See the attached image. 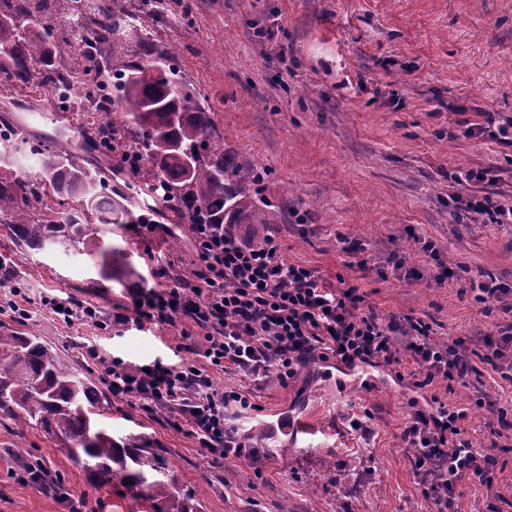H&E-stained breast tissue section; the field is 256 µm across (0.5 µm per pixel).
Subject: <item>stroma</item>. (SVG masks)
<instances>
[{
	"label": "stroma",
	"instance_id": "1",
	"mask_svg": "<svg viewBox=\"0 0 512 512\" xmlns=\"http://www.w3.org/2000/svg\"><path fill=\"white\" fill-rule=\"evenodd\" d=\"M167 9L181 17L156 26L159 44L178 50L170 67L211 107L229 156L267 172L264 194L280 211L279 223L242 224L239 234L275 236L288 263L316 270L328 286H357L380 316L419 318L437 341L464 340L477 374L431 391L466 410V438L493 452L500 472L490 489L464 483L453 510L512 512V362L498 372L482 361L493 325L512 322V312L477 302L471 289L486 272L512 285V229L448 196L449 174L488 168L489 190L512 201V147L463 135L483 110L512 119V0H168ZM19 115L39 139L89 133L78 112L59 130L37 96L0 100L1 122ZM147 219L158 231L103 225L105 243L122 248L138 270L103 283L88 257L27 251L0 223V255L16 261L15 286L34 302L31 318H16L7 306L15 286L0 287V327L39 336L90 377L106 407L101 426L164 457L168 482L199 512H429L401 438L412 392L396 374L412 370L410 362L372 367L345 392L336 379L347 369L331 362L257 386L212 371L216 389L252 393L254 409L233 423L257 451L253 466L214 458L172 426L168 411L112 398L83 342L134 364L170 361L194 326L116 324L104 333L87 321H58L40 300L69 295L113 317L137 289L169 287L189 270L192 245L169 210ZM421 238L434 242L437 258L420 251ZM395 256L419 277H399ZM448 267L462 268L461 277L439 279ZM480 391L506 409V420L475 406ZM366 412L364 438L350 421ZM284 414L301 420L296 438L273 432ZM34 458L71 489L70 502L20 482L21 462ZM0 512L154 508L120 483L92 480L43 430L0 416Z\"/></svg>",
	"mask_w": 512,
	"mask_h": 512
}]
</instances>
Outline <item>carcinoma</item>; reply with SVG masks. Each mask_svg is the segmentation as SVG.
Returning <instances> with one entry per match:
<instances>
[{"instance_id": "carcinoma-1", "label": "carcinoma", "mask_w": 512, "mask_h": 512, "mask_svg": "<svg viewBox=\"0 0 512 512\" xmlns=\"http://www.w3.org/2000/svg\"><path fill=\"white\" fill-rule=\"evenodd\" d=\"M150 0H0V94L71 87L95 105L94 122L118 149L136 151L153 168L156 201H181L176 218L193 224H277L262 197L263 175L237 165L224 150L211 109L175 73L136 57L153 49L152 31L132 24ZM116 77L99 80L100 51ZM3 145H23L40 164L34 178H0V217L30 251L57 248L98 263L104 280L135 274L122 250L103 244V224H132L133 209L112 203L94 170L66 141L29 142L18 130ZM67 208L55 218L51 206ZM105 406L93 381L64 363L33 334L0 331V414L44 430L89 476L147 491L156 512H195L190 499L162 480L167 462L149 448L119 442L98 426Z\"/></svg>"}]
</instances>
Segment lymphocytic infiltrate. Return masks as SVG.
Returning <instances> with one entry per match:
<instances>
[{
  "instance_id": "obj_1",
  "label": "lymphocytic infiltrate",
  "mask_w": 512,
  "mask_h": 512,
  "mask_svg": "<svg viewBox=\"0 0 512 512\" xmlns=\"http://www.w3.org/2000/svg\"><path fill=\"white\" fill-rule=\"evenodd\" d=\"M487 176L484 169L455 175L456 184L474 187L462 201L465 211L493 224H512V204L478 190ZM189 232L194 260L188 275L169 288L139 291L130 315L120 321L192 323L202 333L195 353L203 362L131 365L87 346V355L103 366L114 398L139 402L147 412L169 411L175 427L209 454L241 459L244 445L229 417L250 410L252 403L239 390L215 389L211 371L233 370L256 381L273 373L287 381L317 361L351 368L398 365L407 357L417 367L412 386L428 399L415 409L402 439L414 452L413 468L432 512H448L463 483L493 486L494 460L466 439L465 411L428 393L435 384L474 373L462 341H435L420 319L380 318L366 308L359 288L328 287L313 269L285 262L273 237L247 241L230 224H193ZM41 303L65 323L81 319L101 330L112 327L111 318L90 303L78 305L68 296H46Z\"/></svg>"
}]
</instances>
